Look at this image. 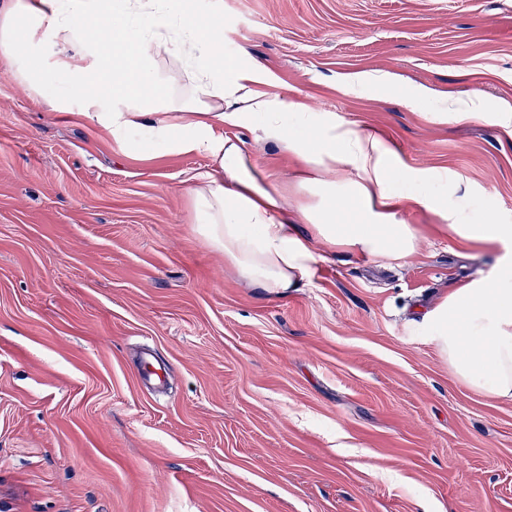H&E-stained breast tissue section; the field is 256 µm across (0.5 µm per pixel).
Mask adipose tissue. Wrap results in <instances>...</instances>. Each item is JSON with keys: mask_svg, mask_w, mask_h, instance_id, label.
Returning <instances> with one entry per match:
<instances>
[{"mask_svg": "<svg viewBox=\"0 0 512 512\" xmlns=\"http://www.w3.org/2000/svg\"><path fill=\"white\" fill-rule=\"evenodd\" d=\"M189 0H7L0 47L8 73L54 109L68 110L132 154L203 153L211 168L184 188L194 231L254 287L283 297L300 288L318 256L314 243L370 259L404 261L420 231L397 208L433 214L441 233L466 242H512V226L448 204L441 173L401 164L378 133L335 116L252 93L259 65L224 67V22ZM67 75L44 82L46 68ZM181 73L172 86L168 69ZM251 127L297 162L302 195L259 169L234 129ZM352 208L336 221L339 202ZM454 377L483 395L512 401V258L494 277L452 289L420 320Z\"/></svg>", "mask_w": 512, "mask_h": 512, "instance_id": "ef3b65f1", "label": "adipose tissue"}]
</instances>
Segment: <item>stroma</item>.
I'll return each mask as SVG.
<instances>
[{
    "label": "stroma",
    "instance_id": "obj_1",
    "mask_svg": "<svg viewBox=\"0 0 512 512\" xmlns=\"http://www.w3.org/2000/svg\"><path fill=\"white\" fill-rule=\"evenodd\" d=\"M259 91L458 176L512 225V0H223ZM428 90L418 108L409 101ZM464 117L435 120L449 102ZM236 134L297 201L296 164ZM199 153L137 155L0 72V512H512V401L460 384L412 325L512 244L434 215L405 264L324 251L251 287L193 231Z\"/></svg>",
    "mask_w": 512,
    "mask_h": 512
}]
</instances>
